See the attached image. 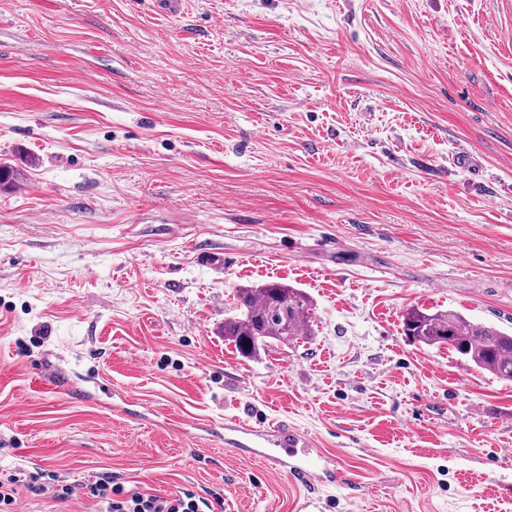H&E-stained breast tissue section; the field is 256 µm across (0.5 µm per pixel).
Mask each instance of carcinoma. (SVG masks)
Returning a JSON list of instances; mask_svg holds the SVG:
<instances>
[{"label":"carcinoma","instance_id":"obj_1","mask_svg":"<svg viewBox=\"0 0 512 512\" xmlns=\"http://www.w3.org/2000/svg\"><path fill=\"white\" fill-rule=\"evenodd\" d=\"M237 314L224 319V340L244 357L291 345L312 333L310 297L299 288L269 282L235 291ZM402 329L420 344L448 345L466 362L500 379L512 380V334L448 310L412 306Z\"/></svg>","mask_w":512,"mask_h":512}]
</instances>
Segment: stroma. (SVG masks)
<instances>
[{
  "label": "stroma",
  "instance_id": "1",
  "mask_svg": "<svg viewBox=\"0 0 512 512\" xmlns=\"http://www.w3.org/2000/svg\"><path fill=\"white\" fill-rule=\"evenodd\" d=\"M0 163V472L77 483L13 512H103L100 477L214 512H512V381L402 330L512 331V0H0ZM272 281L313 334L243 358L234 292ZM233 420L355 487L237 454Z\"/></svg>",
  "mask_w": 512,
  "mask_h": 512
}]
</instances>
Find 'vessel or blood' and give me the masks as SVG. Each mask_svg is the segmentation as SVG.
Masks as SVG:
<instances>
[{"instance_id": "obj_1", "label": "vessel or blood", "mask_w": 512, "mask_h": 512, "mask_svg": "<svg viewBox=\"0 0 512 512\" xmlns=\"http://www.w3.org/2000/svg\"><path fill=\"white\" fill-rule=\"evenodd\" d=\"M224 443L241 454L257 456L291 476L311 483L317 480L345 482L346 476L321 449L313 447L302 434L281 429L277 433L259 432L242 423L224 427Z\"/></svg>"}]
</instances>
